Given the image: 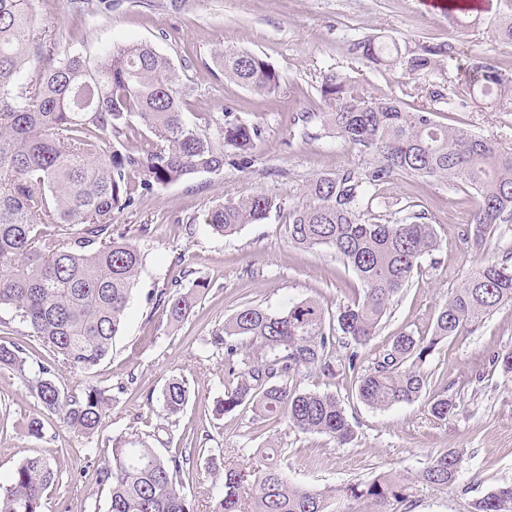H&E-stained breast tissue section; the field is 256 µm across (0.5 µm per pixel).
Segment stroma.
<instances>
[{"label": "stroma", "instance_id": "stroma-1", "mask_svg": "<svg viewBox=\"0 0 512 512\" xmlns=\"http://www.w3.org/2000/svg\"><path fill=\"white\" fill-rule=\"evenodd\" d=\"M464 26L426 7L424 0H112L111 9L88 17L79 33L69 28L67 0H35L37 22L54 37L57 57L79 54L94 60L130 41L150 43L179 66L193 111L234 112L262 129L248 168L225 166L142 194L115 214L116 232L138 244L143 254L138 283L112 351L92 374L61 367L68 388L94 385L112 391L105 427L87 438L44 415L35 397L6 368L0 369V483L9 481L27 457L49 458L58 480L44 500V512H108L107 492L95 472L112 458V439L123 433L153 434L164 457L180 448L194 453L185 491L195 512H211L222 490L208 468L207 449H220L218 466L261 468L258 450L266 440L281 446V463L291 482L317 489L339 487L394 471L410 479L412 508L392 512H469L489 489L512 483V374L494 357L512 348V305L505 304L471 331L437 345L423 366L426 389L416 402L387 410L368 408L356 397V376L310 374L301 389L336 394L355 430L354 440L336 446L329 437L289 430L285 424L256 422L248 408L216 416V400L236 380L224 356L208 341L243 305L282 309L312 298L329 312L354 298L359 282L335 253L300 249L288 233V210L305 203V183L319 174L374 165L330 137L320 125L301 136L299 112H321L323 71L349 72L376 92L390 93L405 108L429 103L430 92L464 97L466 108L437 104L435 119L499 140L512 148V103L488 108L469 93L478 63L493 62L512 78V43L500 40L498 24L512 17V0H474ZM409 39L411 47L447 42L454 50L434 68L414 75L385 70L354 58L349 49L366 36ZM232 45L269 62L281 76L278 95L262 98L224 79L211 54ZM255 192L279 198L283 208L260 224L245 225L224 237L213 235L204 219L217 205ZM384 200L417 206L437 233L438 251L426 257L411 283L396 297L358 361L371 367L393 338L403 333L431 336L437 313L474 267L499 259L512 246V224L498 227L483 246L468 236L479 205L467 187H448L434 179L396 175L380 185ZM181 281L183 288L206 283L189 318L174 324L150 296ZM185 380L190 400L169 425L158 402L171 379ZM456 401L458 410L441 421L432 417L434 398ZM44 415L43 438L30 437V417ZM450 448L464 453L457 480L439 490L418 480L432 457Z\"/></svg>", "mask_w": 512, "mask_h": 512}]
</instances>
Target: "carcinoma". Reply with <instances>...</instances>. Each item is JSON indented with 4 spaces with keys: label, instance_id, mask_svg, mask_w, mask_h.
<instances>
[{
    "label": "carcinoma",
    "instance_id": "1",
    "mask_svg": "<svg viewBox=\"0 0 512 512\" xmlns=\"http://www.w3.org/2000/svg\"><path fill=\"white\" fill-rule=\"evenodd\" d=\"M101 6L112 8V0H72L71 17L82 22ZM47 43L34 0H0V308L10 309L11 320L50 354L33 371L20 344L1 343L0 368L12 370L45 410L89 438L102 428L112 394L93 385L66 390L57 374L62 364L92 372L112 352L122 328L143 255L131 240L114 235V213L134 205L138 187L148 191L224 170L228 148L234 165L247 168L261 130L230 111L196 112L189 119L179 72L146 43L107 50L92 65L80 55L57 61ZM450 50L447 43L411 50L380 36L353 43L350 52L410 75L430 69ZM212 59L224 78L257 96L280 88V74L256 54L226 45ZM480 69L479 94L490 106L500 105L502 88L512 81L494 65ZM320 95L326 111L302 112L297 119L317 118L327 133L377 163L308 180L309 203L288 209L290 240L298 248L334 250L357 276L361 292L330 319L312 299L284 309L237 310L210 340L224 350L228 373L237 377L213 412L223 416L247 406L264 422L323 434L344 446L355 434L345 407L333 393L300 389L298 377L356 371L358 349L370 344L396 296L439 248L425 212L408 205L375 212L378 186L394 174H410L472 188L480 203L471 233L480 245L498 225L512 223V148L438 123L432 107L407 111L393 95L377 94L334 68L322 75ZM279 208L275 197L253 193L216 206L205 224L227 236L262 223ZM200 288L206 283L161 292L158 303L181 322ZM505 303H512L511 255L472 271L439 309L431 336L395 337L357 375L359 401L376 410L417 401L427 383L423 365L435 347ZM338 336L350 349L342 360L336 358ZM189 397L187 384L173 378L159 402L174 417ZM455 410L448 398L430 405L438 420ZM190 463L189 454L166 459L147 435L124 433L112 439V461L97 469L96 484L108 489L109 512H194L182 481ZM462 463V452L450 448L419 478L444 490ZM56 479L50 459L26 458L0 485V512H43ZM222 486L211 512H242L246 495L250 512H329L328 501L337 496L364 504L366 512L409 503V480L393 472L320 491L291 483L281 465L271 462L257 472L228 467ZM472 512H512V483L493 487L474 501Z\"/></svg>",
    "mask_w": 512,
    "mask_h": 512
}]
</instances>
